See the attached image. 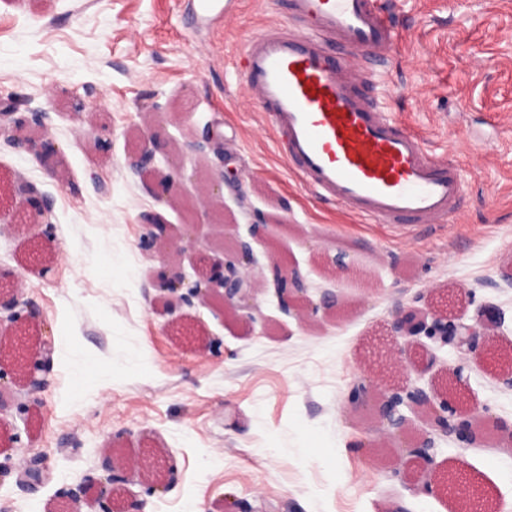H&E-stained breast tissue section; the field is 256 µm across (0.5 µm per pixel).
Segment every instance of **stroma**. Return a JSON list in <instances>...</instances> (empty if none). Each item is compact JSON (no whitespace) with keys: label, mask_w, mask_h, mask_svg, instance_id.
<instances>
[{"label":"stroma","mask_w":512,"mask_h":512,"mask_svg":"<svg viewBox=\"0 0 512 512\" xmlns=\"http://www.w3.org/2000/svg\"><path fill=\"white\" fill-rule=\"evenodd\" d=\"M391 7L398 57L362 89L420 132L431 155L455 160L465 188L456 218L410 231L316 198L245 95L236 61L284 21L281 0H239L210 30L192 24L188 0H0V199L32 221L0 220V271L21 274L38 239L57 248L24 286L49 348L35 352L45 387L15 399L40 407L0 416V447L35 449L50 479L29 490L6 477L0 512H52L61 488L98 475L96 451L111 443L131 455L155 449L171 468L163 493L131 480L142 512H222L228 499L245 512H454L450 496L414 494L375 464L371 423L348 422L344 410L369 369L409 375L370 351L385 343L395 305L419 292L467 288L451 312L468 322L498 305L497 343L512 347V0ZM12 112L41 119L59 143L57 174L13 142ZM146 125L181 146L185 195L198 193L197 166L223 174L226 219L241 238L255 215L271 219L272 244L254 245L247 270L258 289L253 327L207 305L180 310L208 336L204 354L154 309L161 259L142 216L160 213L177 234L184 216L127 166ZM22 182L35 199L19 193ZM275 251L353 312L337 322L283 313L270 284ZM440 357L471 402L512 424V388L480 351ZM435 453L512 512V450L444 438Z\"/></svg>","instance_id":"35a3bbf8"}]
</instances>
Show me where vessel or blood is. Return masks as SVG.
Listing matches in <instances>:
<instances>
[{"label": "vessel or blood", "instance_id": "obj_1", "mask_svg": "<svg viewBox=\"0 0 512 512\" xmlns=\"http://www.w3.org/2000/svg\"><path fill=\"white\" fill-rule=\"evenodd\" d=\"M198 25L221 0H189ZM285 24L252 39L238 66L248 96L314 196L403 228L442 224L463 194L458 165L358 90L361 64L390 63L401 37L384 0H283Z\"/></svg>", "mask_w": 512, "mask_h": 512}]
</instances>
